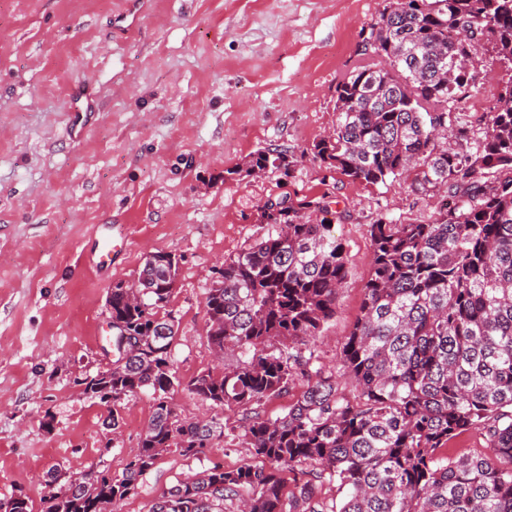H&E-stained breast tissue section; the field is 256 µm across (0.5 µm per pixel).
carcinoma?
<instances>
[{
	"mask_svg": "<svg viewBox=\"0 0 512 512\" xmlns=\"http://www.w3.org/2000/svg\"><path fill=\"white\" fill-rule=\"evenodd\" d=\"M512 65V0H385L359 44L364 63L336 87V128L313 159L367 185L413 175L411 191L445 192L427 224L370 225L371 277L360 315L325 369L314 344L336 314L347 255L324 198L287 194L261 207L267 233L216 271L207 338L235 356L181 384L173 362L171 265L157 256L140 288L112 286V368L81 380L112 391V428L148 393L149 422L121 472L88 471L49 490L42 512H112L163 453L195 456L222 437L262 464L219 463L180 480L152 512H512V77L483 115L482 141L454 125L452 103L475 86L480 48ZM288 150L253 153L248 175L290 169ZM298 378L306 390L275 418L264 404ZM183 386L217 412L179 419ZM242 413L233 425L224 410ZM476 430L488 452L448 455ZM0 512H33L19 492Z\"/></svg>",
	"mask_w": 512,
	"mask_h": 512,
	"instance_id": "carcinoma-1",
	"label": "carcinoma"
}]
</instances>
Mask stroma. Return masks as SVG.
<instances>
[{
    "label": "stroma",
    "mask_w": 512,
    "mask_h": 512,
    "mask_svg": "<svg viewBox=\"0 0 512 512\" xmlns=\"http://www.w3.org/2000/svg\"><path fill=\"white\" fill-rule=\"evenodd\" d=\"M382 0H0V497L40 512L45 476L120 472L151 415L126 399L118 428L79 379L107 363L106 298L136 280L147 255L180 257L168 304L182 380L218 368L204 300L216 267L264 235L271 196L327 195L345 246L347 283L316 340L325 366L360 314L370 277L369 226L429 221L406 177L365 185L325 173L312 145L332 131L336 86L358 66ZM476 90L453 112L481 141V112L505 74L480 52ZM96 107L72 124V93ZM287 148L290 172L226 177L249 155ZM111 228L99 263L95 233ZM258 464L225 439L198 456L164 454L120 512H150L185 475L212 463Z\"/></svg>",
    "instance_id": "stroma-1"
}]
</instances>
